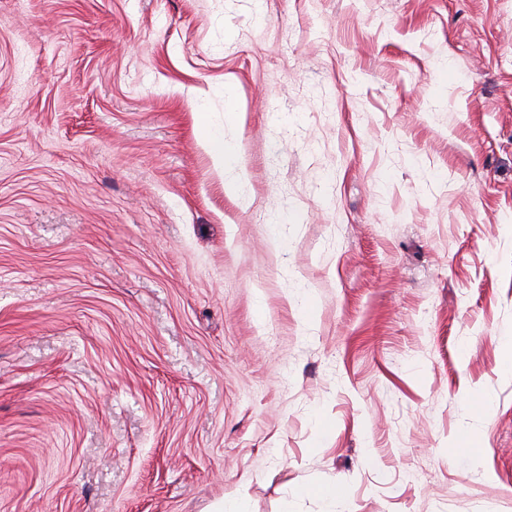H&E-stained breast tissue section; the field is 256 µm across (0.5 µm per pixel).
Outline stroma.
Wrapping results in <instances>:
<instances>
[{
	"mask_svg": "<svg viewBox=\"0 0 512 512\" xmlns=\"http://www.w3.org/2000/svg\"><path fill=\"white\" fill-rule=\"evenodd\" d=\"M511 336L512 0H0V512H512Z\"/></svg>",
	"mask_w": 512,
	"mask_h": 512,
	"instance_id": "obj_1",
	"label": "stroma"
}]
</instances>
